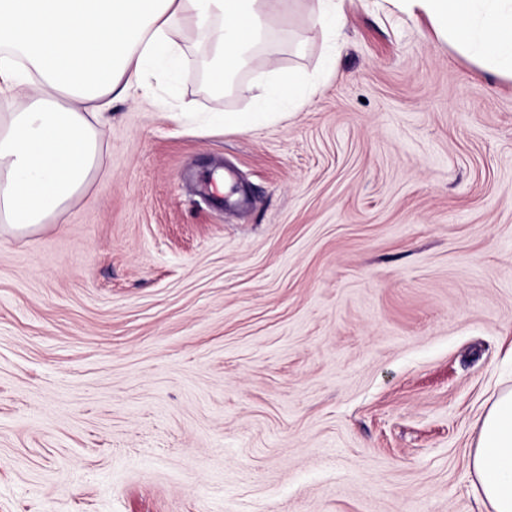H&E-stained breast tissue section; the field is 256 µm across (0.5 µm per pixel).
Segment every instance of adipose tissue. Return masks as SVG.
I'll list each match as a JSON object with an SVG mask.
<instances>
[{"label": "adipose tissue", "mask_w": 512, "mask_h": 512, "mask_svg": "<svg viewBox=\"0 0 512 512\" xmlns=\"http://www.w3.org/2000/svg\"><path fill=\"white\" fill-rule=\"evenodd\" d=\"M272 0H0V94L24 102L0 117V223L36 229L86 188L99 130L86 103L127 96L146 72L174 75L185 25L206 33L208 79L229 84L268 32ZM426 16L462 58L512 80V0H398ZM254 109L228 112L246 129L300 107L312 92L294 72L256 78ZM478 503L512 512V389L485 413L470 451Z\"/></svg>", "instance_id": "obj_1"}]
</instances>
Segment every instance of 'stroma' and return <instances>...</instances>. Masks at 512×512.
<instances>
[{
  "label": "stroma",
  "mask_w": 512,
  "mask_h": 512,
  "mask_svg": "<svg viewBox=\"0 0 512 512\" xmlns=\"http://www.w3.org/2000/svg\"><path fill=\"white\" fill-rule=\"evenodd\" d=\"M117 100L89 186L0 226V512H479L512 388V81L390 0H292L226 93ZM335 66H327V54ZM316 78L246 131L257 67ZM312 22L324 29L334 30L336 21L343 18L342 2L344 0H312ZM469 468L486 512H512V389L499 393L485 413Z\"/></svg>",
  "instance_id": "35a3bbf8"
}]
</instances>
